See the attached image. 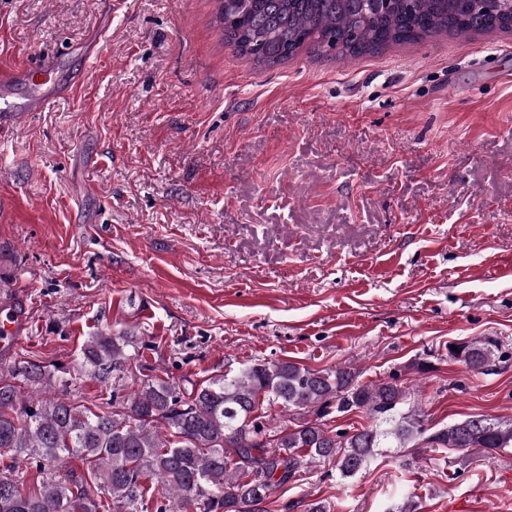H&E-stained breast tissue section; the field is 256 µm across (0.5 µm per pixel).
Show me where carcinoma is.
I'll list each match as a JSON object with an SVG mask.
<instances>
[{
  "mask_svg": "<svg viewBox=\"0 0 512 512\" xmlns=\"http://www.w3.org/2000/svg\"><path fill=\"white\" fill-rule=\"evenodd\" d=\"M224 43L259 65L273 66L300 49L357 57L390 43L441 33L512 30V0H217ZM130 340L96 333L80 352L100 382L123 379ZM499 350L493 338L464 341L451 358L477 372ZM27 387L0 377V453L42 461L76 455L89 481L120 508L146 497L143 478L200 512H243L299 475L311 460L333 459L343 479L356 476L389 439L426 432L418 409L403 406L409 389L397 382L360 383L345 369H311L283 360L251 363L209 380L183 398L180 385L151 379L127 395L119 417L52 394L53 376L25 362L10 367ZM316 410L274 439L263 437L260 400ZM363 410L371 427L329 429L322 418ZM427 441L443 448L512 447V420L476 416L438 430ZM88 481L48 480L26 492L13 474L0 476V512H99Z\"/></svg>",
  "mask_w": 512,
  "mask_h": 512,
  "instance_id": "cac0c4a2",
  "label": "carcinoma"
}]
</instances>
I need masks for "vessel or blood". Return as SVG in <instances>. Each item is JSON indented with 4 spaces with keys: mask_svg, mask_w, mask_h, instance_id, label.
I'll return each mask as SVG.
<instances>
[{
    "mask_svg": "<svg viewBox=\"0 0 512 512\" xmlns=\"http://www.w3.org/2000/svg\"><path fill=\"white\" fill-rule=\"evenodd\" d=\"M57 53L0 67V123L27 112H43L59 99L69 96L71 87L56 82ZM22 324L15 311L0 321V345L10 346L22 338Z\"/></svg>",
    "mask_w": 512,
    "mask_h": 512,
    "instance_id": "1",
    "label": "vessel or blood"
}]
</instances>
